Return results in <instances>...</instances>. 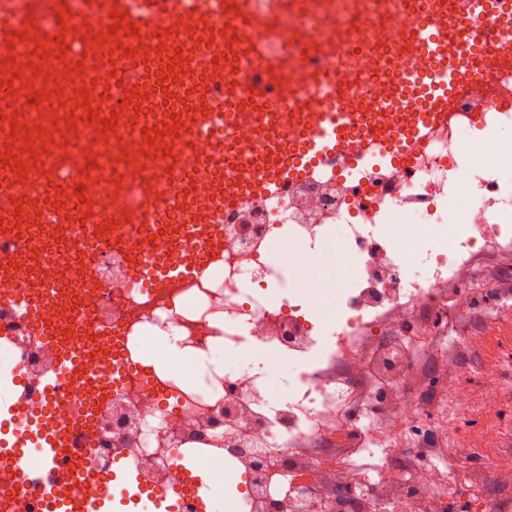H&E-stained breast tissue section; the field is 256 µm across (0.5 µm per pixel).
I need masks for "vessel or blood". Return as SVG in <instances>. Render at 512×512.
Returning a JSON list of instances; mask_svg holds the SVG:
<instances>
[{
	"instance_id": "1",
	"label": "vessel or blood",
	"mask_w": 512,
	"mask_h": 512,
	"mask_svg": "<svg viewBox=\"0 0 512 512\" xmlns=\"http://www.w3.org/2000/svg\"><path fill=\"white\" fill-rule=\"evenodd\" d=\"M127 14L136 24L134 34L105 35L115 25L111 10ZM67 21L63 40L74 43L75 56L60 59V41L55 29L40 20L26 21L14 15L11 0H0V150L20 154L19 166L0 170V277L8 279V305L20 316L35 319L48 302L61 304V314L51 323H40L42 338L60 343L57 368L39 381L14 373L8 391L7 419L0 421V464L14 467L15 484L0 488V512H106L114 495V483L132 493L139 512H219L217 502L192 501L161 488L142 486L130 470L108 473L94 490L83 487L78 444L89 431V413L75 417L64 407L66 391L93 385L105 390L117 386L122 371L112 342L100 335L91 322H73L70 307L61 303L59 289L41 282V269L57 250L61 228H69L71 241L80 243L84 260L93 263L99 250L125 252L130 266L148 261L143 284L163 279L181 283L211 269L223 256L224 227L232 223L236 208L244 201L279 197L288 188L306 182L320 172L349 179L357 171L383 169L413 154L433 137L451 131L485 139H512V116L499 112H462L458 106L466 80L476 78V59L492 48L498 64L512 67V0H372L357 27L337 26L334 39H325L318 22L315 0H275L274 8L255 12L252 0H207L204 9L184 15L182 0H139L131 12L130 0H87L82 16H74L68 0H59ZM292 16L293 42L285 53H272L276 39L275 13ZM384 14L396 27L393 47L385 68L393 91L374 96L356 95L347 87H334L332 106L321 100L292 99L286 110L270 108L268 95L285 83L312 89L325 74L317 60L324 48L345 52L367 50V31L377 14ZM234 28V40L224 31ZM412 47L422 57L421 70L399 71L403 47ZM51 53L44 61L43 53ZM249 61L246 84L228 83L224 72L230 61ZM215 62L211 76L217 85L213 94L194 98L189 111L179 113V126L166 137L173 150L159 158L145 142L143 130L158 126L156 115L145 114L133 123H123L115 134L98 146L97 165L85 166L76 142L67 137L69 102L64 91L75 83L87 85L98 111L124 113L135 90L157 84L159 68L175 65L191 69ZM81 70H74V63ZM123 67L122 85L105 86L111 66ZM14 87H7V78ZM257 93L245 98V86ZM44 89L48 100L40 109L25 110L31 89ZM230 105L222 113V105ZM20 109L19 120L10 112ZM225 125L216 128L217 114ZM242 125L245 140L235 139L232 125ZM34 129L31 154H23V137ZM208 129L212 136L208 167L216 172L211 180L212 208L205 219L195 209L183 208L182 171L186 163L189 133ZM133 144L129 160H122V144ZM124 161L129 172H140L136 200L119 203L127 182L114 177L113 164ZM40 164L49 174L61 173L72 182L92 183L101 193L116 196L112 217L117 230L112 237L98 238L99 216L72 223L61 208L50 207L40 192L33 190L23 166ZM164 199L166 212L177 215L170 233H163L150 210ZM36 216L35 223L18 224V210ZM141 229L147 241L132 242L128 224ZM29 247V264L16 266L17 243Z\"/></svg>"
}]
</instances>
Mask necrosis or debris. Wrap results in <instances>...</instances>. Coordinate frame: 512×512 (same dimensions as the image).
<instances>
[{
  "mask_svg": "<svg viewBox=\"0 0 512 512\" xmlns=\"http://www.w3.org/2000/svg\"><path fill=\"white\" fill-rule=\"evenodd\" d=\"M332 84L319 88L328 99L333 85H366L379 91L385 73L369 54L340 53L326 61ZM463 111L484 101L485 111L512 112V69L486 62ZM457 135L432 139L411 160L391 171L404 192L434 194L448 184L449 169L473 182L476 167L493 160L512 170V148L495 141L470 144V162L457 163ZM34 180L53 203L80 217L85 204L104 215L112 198L87 188L80 202L71 183L52 190L50 177ZM369 197L341 189L327 178L295 187L290 194L243 204L224 227V260L193 279L138 287V271L105 249L94 265L81 268L77 248L56 253L44 278L58 284L62 271L84 273L96 285L77 296L86 319L105 327L125 372L111 393L78 392L74 410L94 409L84 438V475L103 474L116 455L131 462L146 487H168L191 498L208 497L213 486L233 485L227 512H439L440 500L465 497L469 512H507L503 498L466 485L446 444L448 433L499 400L498 391L474 393L456 382L441 387L442 414L431 417L424 396L410 392L412 347L432 340L457 348L475 329L468 290L477 281L475 263L487 244L511 236L490 219L476 197L455 202L458 224H402L401 198L377 206L382 224L361 221ZM346 219L340 249L358 265L343 280V311L329 328L318 329L310 313L330 297L316 262L328 250L324 225ZM287 241L284 264L270 247ZM299 280L287 298L272 301L265 288L283 281L284 270ZM425 308L449 317L440 337L416 320ZM0 330L10 338L15 368L38 379L57 363V350L40 339L34 323L0 305ZM174 345L180 357L206 354L212 364L186 378L181 367H159L158 342ZM266 354L259 366L230 369L227 358L243 347ZM425 456L444 467L440 500L408 477L399 456ZM205 468V479L189 480L179 459ZM223 469H211L214 460Z\"/></svg>",
  "mask_w": 512,
  "mask_h": 512,
  "instance_id": "necrosis-or-debris-1",
  "label": "necrosis or debris"
}]
</instances>
